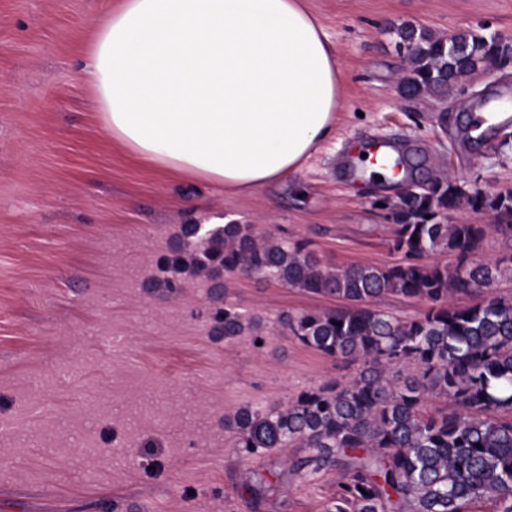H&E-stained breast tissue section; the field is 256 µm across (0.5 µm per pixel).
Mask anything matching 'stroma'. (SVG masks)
I'll list each match as a JSON object with an SVG mask.
<instances>
[{
	"label": "stroma",
	"mask_w": 512,
	"mask_h": 512,
	"mask_svg": "<svg viewBox=\"0 0 512 512\" xmlns=\"http://www.w3.org/2000/svg\"><path fill=\"white\" fill-rule=\"evenodd\" d=\"M120 2L0 0V512H325L340 470L289 473L306 454L294 445L241 453L224 419L349 379L355 365L279 324L343 300L238 272L172 290L160 266L199 221L307 241L328 268L392 262L394 223L377 202L399 203L406 181L341 172L371 140L411 147L419 181L512 193V120L463 133L481 99L512 100V59L447 95L407 98L395 33L512 39V0H303L341 72L336 133L301 171L246 192L159 170L113 139L83 63ZM446 221L487 225L480 254L506 264L492 290L512 300V234L497 212L464 203ZM227 302L256 321L253 335L215 331ZM254 475L271 482L258 507Z\"/></svg>",
	"instance_id": "1"
}]
</instances>
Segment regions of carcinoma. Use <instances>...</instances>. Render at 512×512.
<instances>
[{
    "label": "carcinoma",
    "instance_id": "carcinoma-1",
    "mask_svg": "<svg viewBox=\"0 0 512 512\" xmlns=\"http://www.w3.org/2000/svg\"><path fill=\"white\" fill-rule=\"evenodd\" d=\"M411 62L402 93L445 95L448 87L507 49L494 37L470 30L435 36L413 26L397 30ZM467 202L512 219V196L470 193L451 181L402 197L391 212L396 223L385 265H356L334 272L321 268L308 242L260 246L248 224H226L196 251V225H182L190 247L168 257L164 267L180 269L185 255L201 254L193 265L268 275L306 292L336 296L346 308L285 315L280 324L299 342L323 355L360 363L344 383L329 382L301 393L283 412L240 409L224 427L241 434L240 451L254 454L300 442L313 454L290 465L294 473L329 467L344 470L326 512H469L490 498L496 512H512V301L495 297L491 285L501 270L482 260L478 246L485 224H446L441 216ZM436 252L452 264L430 263ZM394 293L425 306L420 317L401 320L369 307ZM457 294L478 301L459 306ZM233 340L249 328L238 309L224 304L214 313ZM416 362L421 375L385 385L381 368ZM445 404L430 414L429 394ZM255 506L269 486L255 477L246 483Z\"/></svg>",
    "mask_w": 512,
    "mask_h": 512
}]
</instances>
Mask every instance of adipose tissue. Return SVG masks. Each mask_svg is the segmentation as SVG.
Returning <instances> with one entry per match:
<instances>
[{"label": "adipose tissue", "instance_id": "ef3b65f1", "mask_svg": "<svg viewBox=\"0 0 512 512\" xmlns=\"http://www.w3.org/2000/svg\"><path fill=\"white\" fill-rule=\"evenodd\" d=\"M85 68L133 155L230 190L299 172L336 130V54L302 0H124Z\"/></svg>", "mask_w": 512, "mask_h": 512}]
</instances>
